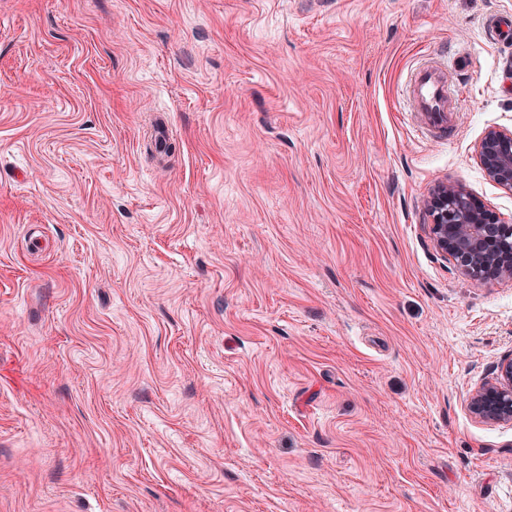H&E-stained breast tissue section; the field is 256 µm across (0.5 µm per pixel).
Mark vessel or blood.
Listing matches in <instances>:
<instances>
[{"instance_id":"vessel-or-blood-1","label":"vessel or blood","mask_w":512,"mask_h":512,"mask_svg":"<svg viewBox=\"0 0 512 512\" xmlns=\"http://www.w3.org/2000/svg\"><path fill=\"white\" fill-rule=\"evenodd\" d=\"M409 98L412 112L428 128L447 133L456 127L460 106L449 90L446 66L431 61L417 68L409 81Z\"/></svg>"}]
</instances>
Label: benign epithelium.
<instances>
[{
  "mask_svg": "<svg viewBox=\"0 0 512 512\" xmlns=\"http://www.w3.org/2000/svg\"><path fill=\"white\" fill-rule=\"evenodd\" d=\"M478 155L491 181L512 192V132L488 130ZM437 248L466 274L485 281L512 278V224L502 221L462 187L440 183L427 202ZM471 414L487 422H512V357L494 380L471 394Z\"/></svg>",
  "mask_w": 512,
  "mask_h": 512,
  "instance_id": "benign-epithelium-1",
  "label": "benign epithelium"
}]
</instances>
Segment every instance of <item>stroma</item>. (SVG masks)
<instances>
[{
  "label": "stroma",
  "mask_w": 512,
  "mask_h": 512,
  "mask_svg": "<svg viewBox=\"0 0 512 512\" xmlns=\"http://www.w3.org/2000/svg\"><path fill=\"white\" fill-rule=\"evenodd\" d=\"M512 0H0V512H512V280L437 250ZM451 68L458 130L408 112ZM172 153L156 163L158 116ZM468 407L482 421L512 422V357L500 362L493 381L473 391Z\"/></svg>",
  "instance_id": "stroma-1"
}]
</instances>
